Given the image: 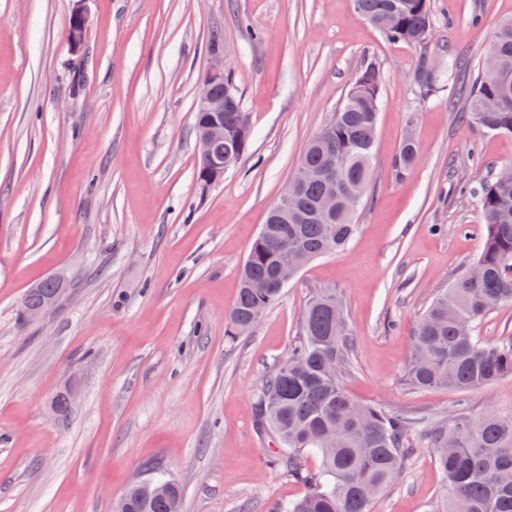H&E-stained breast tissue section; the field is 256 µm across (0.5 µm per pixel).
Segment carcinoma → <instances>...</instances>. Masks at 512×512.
<instances>
[{"mask_svg":"<svg viewBox=\"0 0 512 512\" xmlns=\"http://www.w3.org/2000/svg\"><path fill=\"white\" fill-rule=\"evenodd\" d=\"M357 13L396 42L425 44L432 21L431 0H354ZM489 52L497 56L500 76L473 79L465 114L483 128L512 135V21L500 25ZM448 74L421 64L419 93L426 98ZM382 75L368 66L352 82L333 118L306 144L297 169H321L336 162V180L306 179L297 184V206L283 214L273 207L241 270L240 288L230 311L227 336L246 335L280 298L282 289L260 291L278 268H300L344 247L354 236L355 215L370 176ZM251 132L242 104L224 112V154L235 159L247 151ZM336 194V212L320 203ZM484 216V246L477 272L458 277L422 314L404 374L417 388L449 387L460 392L492 386L512 375V337L480 340L477 322L500 304L512 302V183L486 180L470 188ZM63 283L47 278L30 288L25 310L52 306ZM300 340L256 397L259 425L280 448L274 465L303 483L307 491L280 512H371L375 498L403 473L415 448L409 431L418 423L377 405L363 404L343 388L349 367L351 333L341 298L334 290L313 296L301 313ZM436 463L445 477L440 512H512V416L461 415L453 425L429 433ZM319 459L308 466L309 456ZM144 494L138 484L124 494L130 512H175L179 486Z\"/></svg>","mask_w":512,"mask_h":512,"instance_id":"cac0c4a2","label":"carcinoma"}]
</instances>
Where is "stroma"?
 <instances>
[{
    "label": "stroma",
    "mask_w": 512,
    "mask_h": 512,
    "mask_svg": "<svg viewBox=\"0 0 512 512\" xmlns=\"http://www.w3.org/2000/svg\"><path fill=\"white\" fill-rule=\"evenodd\" d=\"M431 5L419 48L387 40L353 0H0V512H112L157 476L179 485L182 512H276L303 495L272 463L255 394L325 288L348 313L352 397L428 423L512 414V375L469 392L403 381L420 316L483 248L481 207L459 188L512 166V136L463 119L451 89L420 99L415 77L425 56L476 77L512 0ZM216 45L252 138L203 188L194 112ZM370 64L383 84L355 236L229 340L269 207ZM409 132L417 155L401 173ZM57 274V304L24 317L27 290ZM444 484L417 444L372 512H437Z\"/></svg>",
    "instance_id": "obj_1"
}]
</instances>
